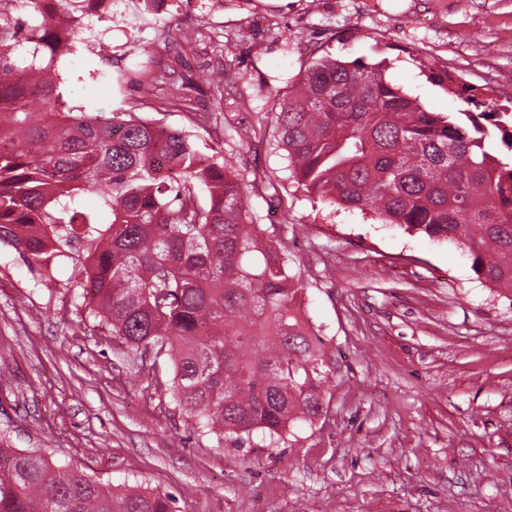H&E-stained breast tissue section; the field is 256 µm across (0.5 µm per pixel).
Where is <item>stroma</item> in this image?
<instances>
[{
	"mask_svg": "<svg viewBox=\"0 0 512 512\" xmlns=\"http://www.w3.org/2000/svg\"><path fill=\"white\" fill-rule=\"evenodd\" d=\"M78 45L69 105L134 112L218 146L192 111L225 121L227 161L272 179L252 198L306 288V318L336 357L326 417L278 448L200 434L138 354L113 345L78 296L79 249L34 268L0 245V437L112 485L172 492L177 512H503L512 506V304L451 243L321 202L289 177L264 123L311 55L364 64L430 112H512V0H156ZM154 80L143 96L142 73ZM238 73L242 82L232 83ZM251 95L240 106V94Z\"/></svg>",
	"mask_w": 512,
	"mask_h": 512,
	"instance_id": "1",
	"label": "stroma"
}]
</instances>
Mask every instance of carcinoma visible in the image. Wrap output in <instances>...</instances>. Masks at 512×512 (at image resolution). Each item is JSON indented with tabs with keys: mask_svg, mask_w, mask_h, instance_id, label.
Instances as JSON below:
<instances>
[{
	"mask_svg": "<svg viewBox=\"0 0 512 512\" xmlns=\"http://www.w3.org/2000/svg\"><path fill=\"white\" fill-rule=\"evenodd\" d=\"M13 2L0 0V241L39 267L84 246L77 287L112 339L168 356L169 390L205 432L279 447L327 414L336 362L276 231L246 209L275 184L134 112L102 121L65 105L59 62L106 0H29L25 22ZM63 16L74 28L61 34ZM299 75L275 102L295 182L457 244L477 278L512 293V160L490 147L492 117L428 112L381 63L313 56ZM4 455L0 512H175L168 491H115L35 450Z\"/></svg>",
	"mask_w": 512,
	"mask_h": 512,
	"instance_id": "1",
	"label": "carcinoma"
}]
</instances>
